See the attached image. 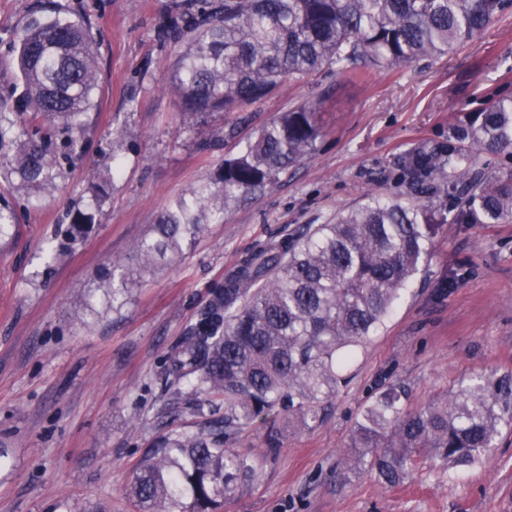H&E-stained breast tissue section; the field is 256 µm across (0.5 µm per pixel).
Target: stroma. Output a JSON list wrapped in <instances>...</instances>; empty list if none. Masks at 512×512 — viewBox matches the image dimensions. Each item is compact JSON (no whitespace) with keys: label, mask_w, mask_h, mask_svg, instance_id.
Returning <instances> with one entry per match:
<instances>
[{"label":"stroma","mask_w":512,"mask_h":512,"mask_svg":"<svg viewBox=\"0 0 512 512\" xmlns=\"http://www.w3.org/2000/svg\"><path fill=\"white\" fill-rule=\"evenodd\" d=\"M59 1L95 35L98 105L85 117L83 153L62 163L51 189L0 174V196L21 204L0 232V512H139L128 488L144 453L158 436L211 419L167 372L208 287L271 236L329 223L370 194L405 195L391 179L403 156L447 144L459 118L512 99V9L439 59L364 82L325 67L244 111L190 118L170 89L181 47L162 32L188 0H0V96L15 89L18 30ZM301 105L315 108L322 131L314 151L208 216L177 260L130 285L121 307L106 303L99 271L264 124ZM210 139L215 147L201 150ZM100 176L108 184L90 230L61 248L59 225ZM451 274L455 287L439 294ZM481 373L512 375V220L441 226L425 271L359 349L322 422L278 419L275 448L266 427L242 435L256 475L222 512H512V432L480 465L448 472L426 462L391 488L344 460L380 382H399L423 406Z\"/></svg>","instance_id":"35a3bbf8"}]
</instances>
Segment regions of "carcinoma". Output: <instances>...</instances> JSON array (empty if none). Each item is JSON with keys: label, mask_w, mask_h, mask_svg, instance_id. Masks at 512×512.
<instances>
[{"label": "carcinoma", "mask_w": 512, "mask_h": 512, "mask_svg": "<svg viewBox=\"0 0 512 512\" xmlns=\"http://www.w3.org/2000/svg\"><path fill=\"white\" fill-rule=\"evenodd\" d=\"M512 0H196L165 26L185 42L171 65V86L188 116L240 112L285 80L336 66L345 78L372 70L396 72L438 58L481 34ZM21 91L0 98V170L40 190L55 183L57 146L71 159L83 152L82 116L95 107L96 40L61 7L23 26L15 43ZM27 118L32 134L4 124L6 113ZM320 136L306 105L265 124L217 181L178 197L158 218L153 236L131 257L99 274L103 295L123 304L134 275L179 257L200 229L201 214L224 212L240 194L264 189L315 149ZM451 138L485 153L512 147V100H497L481 118L459 120ZM475 159L453 144L417 148L398 165L396 182L426 199L405 204L372 197L307 224L245 254L169 357L172 382L201 389L196 410L224 416L205 429L166 433L149 450L129 493L141 512H217L255 474L253 457L228 442L256 424L288 416L308 428L324 404L348 385L356 349L376 336L420 272L438 225L499 224L512 218V174L475 177L448 215L432 203L445 192L450 166ZM102 180L64 231L73 241L92 221ZM512 429V376L479 378L445 399L413 408L405 389L381 384L353 431L346 464L387 487L401 484L424 460L443 469L478 463Z\"/></svg>", "instance_id": "1"}]
</instances>
